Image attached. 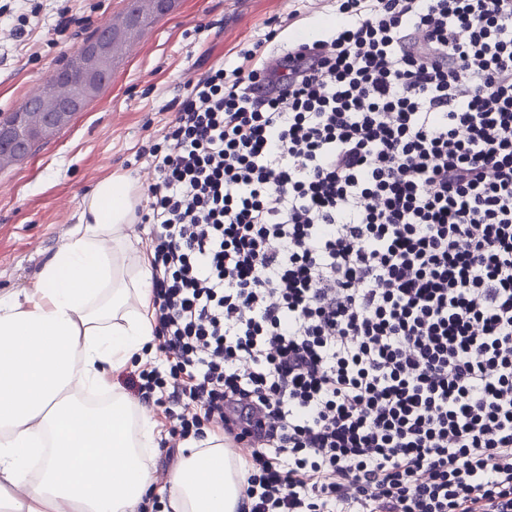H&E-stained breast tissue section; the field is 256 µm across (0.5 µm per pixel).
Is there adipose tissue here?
<instances>
[{
    "label": "adipose tissue",
    "instance_id": "ef3b65f1",
    "mask_svg": "<svg viewBox=\"0 0 512 512\" xmlns=\"http://www.w3.org/2000/svg\"><path fill=\"white\" fill-rule=\"evenodd\" d=\"M138 202L126 175L102 179L31 287L0 294V512H137L152 483L156 423L110 380L155 348ZM186 447L172 512H238V459Z\"/></svg>",
    "mask_w": 512,
    "mask_h": 512
}]
</instances>
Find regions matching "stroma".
I'll use <instances>...</instances> for the list:
<instances>
[{"label":"stroma","mask_w":512,"mask_h":512,"mask_svg":"<svg viewBox=\"0 0 512 512\" xmlns=\"http://www.w3.org/2000/svg\"><path fill=\"white\" fill-rule=\"evenodd\" d=\"M77 17L64 32L61 9ZM123 0H0V113L19 108L91 25L122 12ZM334 0H179L136 43L111 83L28 158L0 171V292L28 286L78 221L84 198L115 172L146 195L155 182L150 149L163 142L175 105L210 68L260 44L281 53L304 32L326 33ZM24 35H16V28ZM275 40H266L270 28Z\"/></svg>","instance_id":"stroma-1"}]
</instances>
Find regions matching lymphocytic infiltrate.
Masks as SVG:
<instances>
[{"label":"lymphocytic infiltrate","mask_w":512,"mask_h":512,"mask_svg":"<svg viewBox=\"0 0 512 512\" xmlns=\"http://www.w3.org/2000/svg\"><path fill=\"white\" fill-rule=\"evenodd\" d=\"M199 80L141 223L171 439L239 512H512V0H339Z\"/></svg>","instance_id":"1"}]
</instances>
